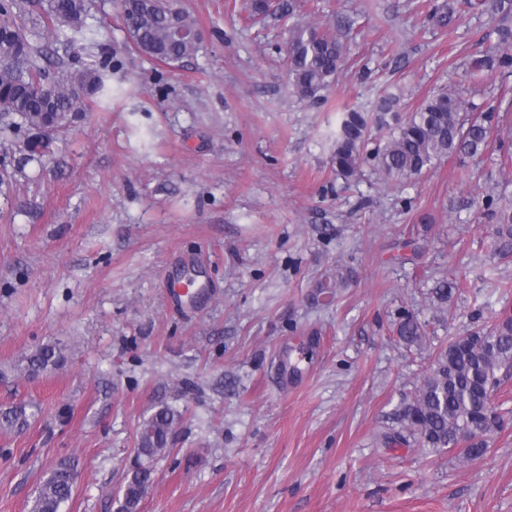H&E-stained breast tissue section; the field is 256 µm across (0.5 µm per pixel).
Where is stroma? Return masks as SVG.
Wrapping results in <instances>:
<instances>
[{
    "label": "stroma",
    "mask_w": 512,
    "mask_h": 512,
    "mask_svg": "<svg viewBox=\"0 0 512 512\" xmlns=\"http://www.w3.org/2000/svg\"><path fill=\"white\" fill-rule=\"evenodd\" d=\"M15 2L44 52L112 54V104L48 134L36 160L0 131V405L41 408L0 431V512H32L64 458L66 512H113L138 427L162 407L180 419L141 512H512V374L484 458L385 443L433 348L512 307V259L488 247L497 218L481 205L512 210V165L496 163L512 155V75L470 86L499 109L484 164L452 156L405 187L371 166L347 185L330 163L337 107L370 112L387 92L411 106L463 80L497 17L439 27L430 0H293L303 22L358 19L335 82L302 102L288 20L252 22L249 0H179L201 49L175 65L133 50L118 0H93L64 44L41 0ZM407 238L419 256L404 265ZM339 265L348 286L318 293ZM443 276L461 282L451 321L429 295ZM191 277L206 292L176 305ZM407 312L427 324L422 347L396 334ZM46 343L63 365L20 372Z\"/></svg>",
    "instance_id": "1"
}]
</instances>
